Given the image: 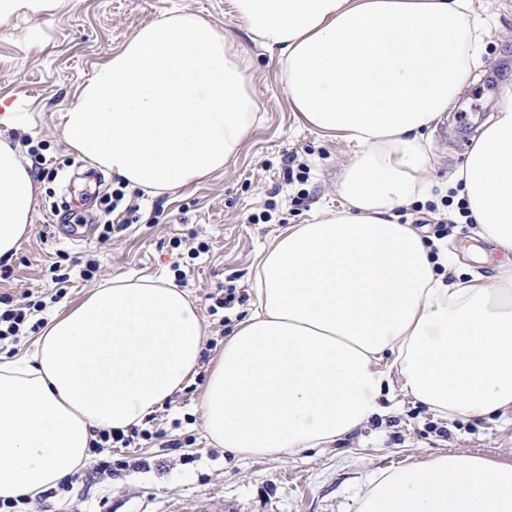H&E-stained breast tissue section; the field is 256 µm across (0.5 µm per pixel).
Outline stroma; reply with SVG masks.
Listing matches in <instances>:
<instances>
[{"label":"stroma","instance_id":"obj_1","mask_svg":"<svg viewBox=\"0 0 512 512\" xmlns=\"http://www.w3.org/2000/svg\"><path fill=\"white\" fill-rule=\"evenodd\" d=\"M487 22L486 51L448 116L427 132L436 163L431 180L445 183L464 163L486 122L512 98V0H480ZM188 9L207 17L251 60L249 77L262 124L223 172L155 199L126 192L124 206L107 212L119 179L96 171L62 137L60 114L80 84L139 27L164 12ZM39 26L38 43L25 34ZM0 99L18 105L23 125L8 129L34 176L31 229L0 278V296L14 303L46 300L45 320L85 298L118 275L165 276L187 290L207 325L195 377L155 413L166 438L136 440L112 449V474L86 467L70 492L34 501L27 512H358L362 498L386 471L441 454L481 456L512 463V412L447 419L401 389L383 414L325 448L286 459L237 456L208 446L198 403L220 343L253 303V270L259 251L314 207L338 209L336 179L356 150L339 136L298 124L273 52L252 42L232 0H65L38 19L16 13L0 19ZM305 172L289 182V171ZM434 235L450 224L448 248L457 262L449 279L478 274L492 279L505 257L481 244L473 225L438 194L400 212ZM122 225L102 240L105 220ZM89 225L77 245L59 225ZM97 269L83 276V263ZM68 281L57 301L51 265ZM234 293L226 308L212 309V295ZM179 439V448L167 440Z\"/></svg>","mask_w":512,"mask_h":512}]
</instances>
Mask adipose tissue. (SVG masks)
Segmentation results:
<instances>
[{
  "label": "adipose tissue",
  "mask_w": 512,
  "mask_h": 512,
  "mask_svg": "<svg viewBox=\"0 0 512 512\" xmlns=\"http://www.w3.org/2000/svg\"><path fill=\"white\" fill-rule=\"evenodd\" d=\"M275 51L299 123L342 135L341 209L259 253L255 301L200 399L205 439L292 457L380 413L393 381L447 417L512 411V102L453 174L479 238L510 259L492 282L446 280L400 209L431 196L426 132L484 53L475 0H234ZM249 64L194 12L161 14L97 65L62 114L83 161L154 198L223 171L259 119ZM35 181L0 134V260L31 224ZM207 336L166 278L115 276L0 356V500L84 467L96 431L129 430L193 378ZM359 512H512V464L443 454L380 476Z\"/></svg>",
  "instance_id": "obj_1"
}]
</instances>
